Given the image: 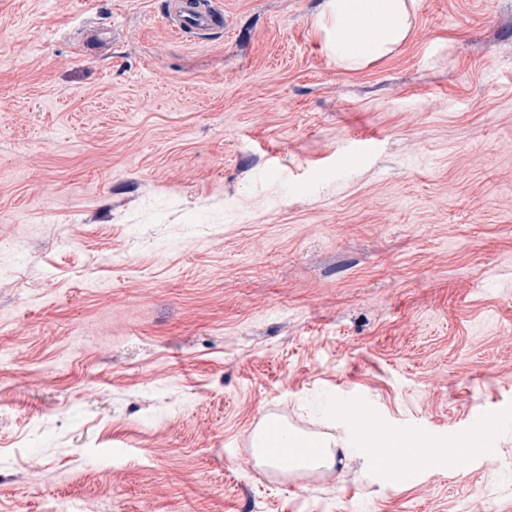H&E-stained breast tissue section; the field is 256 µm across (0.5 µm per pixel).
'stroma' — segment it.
<instances>
[{
    "mask_svg": "<svg viewBox=\"0 0 512 512\" xmlns=\"http://www.w3.org/2000/svg\"><path fill=\"white\" fill-rule=\"evenodd\" d=\"M220 2L0 0V512H512V0L357 70L324 0ZM272 415L334 465L245 467ZM165 16L173 36L207 35L224 31V9L216 0H167ZM346 408L347 414L350 417V423L353 427L361 430L359 434L362 437L365 452L386 471L391 479L396 480L400 476L395 448H400L398 454L404 459V463L406 462L409 465L424 464L432 459L434 455L433 450L424 448L421 443L407 436L400 438L383 436L378 440V436L373 435L368 430L369 419L363 410L364 406L359 400L350 401ZM377 440V444H375L374 448H371L370 446Z\"/></svg>",
    "mask_w": 512,
    "mask_h": 512,
    "instance_id": "1",
    "label": "stroma"
}]
</instances>
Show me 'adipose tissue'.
<instances>
[{
	"mask_svg": "<svg viewBox=\"0 0 512 512\" xmlns=\"http://www.w3.org/2000/svg\"><path fill=\"white\" fill-rule=\"evenodd\" d=\"M319 27L337 64L358 69L392 53L407 38L410 15L406 0H326ZM277 438L298 466L320 469L333 460L306 436L281 429Z\"/></svg>",
	"mask_w": 512,
	"mask_h": 512,
	"instance_id": "1",
	"label": "adipose tissue"
}]
</instances>
